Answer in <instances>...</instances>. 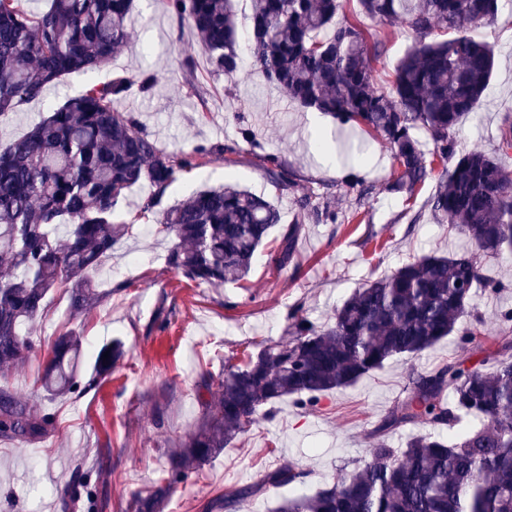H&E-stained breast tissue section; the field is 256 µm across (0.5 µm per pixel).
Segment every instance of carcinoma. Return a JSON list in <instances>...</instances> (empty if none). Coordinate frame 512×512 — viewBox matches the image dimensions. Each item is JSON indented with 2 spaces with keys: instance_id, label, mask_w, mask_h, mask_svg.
I'll return each mask as SVG.
<instances>
[{
  "instance_id": "1",
  "label": "carcinoma",
  "mask_w": 512,
  "mask_h": 512,
  "mask_svg": "<svg viewBox=\"0 0 512 512\" xmlns=\"http://www.w3.org/2000/svg\"><path fill=\"white\" fill-rule=\"evenodd\" d=\"M371 21H400L418 41L399 60L385 90L372 62L381 42L368 43L355 23H336L342 0H251L250 69L278 86L300 107L353 123L390 150L393 172L384 190L411 199L437 174L429 201L439 224L464 235L483 252L512 259V175L482 151L459 149L458 126L480 106L494 66L492 48L463 33L494 19L502 0H356ZM178 23L207 49L210 66L226 75L244 71L233 0H167ZM134 0H50L30 14L20 0H0V116L43 96L75 71L93 72L130 44ZM455 36L443 41L431 36ZM157 74L142 71L93 84L0 150V370H17L36 352L23 331L42 317L48 296L69 290L78 315L98 300L97 269L132 223L115 221L127 191L147 183L151 193L134 220L153 221L157 234L175 239L167 263L188 281L236 284L249 274L256 251L269 243L282 213L269 199L234 184L196 190L164 207L169 187L210 156L227 163L247 145L279 189L294 187L276 154L258 153L253 132L240 142L170 154L143 133L118 105L132 90L149 93ZM432 142L426 153L416 137ZM336 223L329 201L298 200L294 222L283 229L271 261H291L299 225ZM477 254H425L358 289L316 324L295 308L288 336L228 358L224 375L205 380L202 416L172 448L162 449L160 476L130 494L132 512H161L170 490L218 457L238 435L275 405L293 398L314 406L319 396L349 387L397 356H418L453 332L463 351L478 326L460 328L476 290L494 294ZM81 338L54 342L39 383L47 398L79 393L110 375L125 355L113 339L98 348L88 381L79 374ZM479 366L454 357L427 373L409 375L407 394L380 419L370 458L340 467L338 476L310 495L284 500L274 512H512V340L495 336ZM473 416L480 425L448 439L438 431ZM408 425L423 432L392 447L386 436ZM54 417L0 385V438L47 436ZM310 472L288 464L259 475L210 504L235 512L241 500L270 488L301 485Z\"/></svg>"
}]
</instances>
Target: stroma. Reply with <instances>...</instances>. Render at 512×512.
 Wrapping results in <instances>:
<instances>
[{"label":"stroma","instance_id":"35a3bbf8","mask_svg":"<svg viewBox=\"0 0 512 512\" xmlns=\"http://www.w3.org/2000/svg\"><path fill=\"white\" fill-rule=\"evenodd\" d=\"M364 26L385 45L374 68L380 85H387L417 36L400 22L368 20ZM468 34L492 47L495 65L486 97L463 118L459 139L464 149L496 157L512 174V151L498 149L501 130L512 124V8L503 7L493 22L469 28ZM131 38V47L107 66L66 75L41 99L0 117V147L90 85L149 69L159 77L153 94L130 93L120 109L132 113L161 148L180 153L198 145L230 146L245 124L266 152L282 158L295 180L292 190L279 191L244 150L231 165L209 158L169 188L168 204L189 191L230 181L276 202L284 222L292 221L296 198L303 194L327 197L338 219L304 224L295 254L282 270L273 268L264 247L248 279L224 287L198 285L178 275L166 263L171 239L137 224L94 276L100 299L90 310L71 317L68 292L50 294L45 318L30 328L38 352L7 377L20 398L55 415L56 428L36 442L0 441V512H65L59 488L78 477L88 483L95 512H126L131 492L157 478L161 448L174 445L196 425L205 374L220 375L225 359L242 362L261 345L280 340L292 308L325 323L355 289L415 257L432 251L452 255L470 247L464 236L449 232L431 215L427 202L434 179L409 201L386 193L392 170L386 148L360 127L303 110L260 74L246 78L212 71L193 34L178 35L166 0H137ZM188 55L195 62L190 72L183 67ZM320 131L330 139L325 157L311 143ZM352 171L363 183L350 193L343 178ZM479 259L505 288L477 294L471 314L496 327L501 311L512 308V261L484 252ZM70 330L82 340L83 375H90L94 354L106 341L121 339L126 355L109 378L80 394L50 400L37 379L55 336ZM460 353L451 335L422 356L390 359L356 384L325 393L315 407L300 409L284 399L272 418L260 420L195 478L179 484L165 512H203L210 499L291 461L310 470L308 488L316 490L344 463L367 455L380 418L405 396L410 370L430 371Z\"/></svg>","mask_w":512,"mask_h":512}]
</instances>
